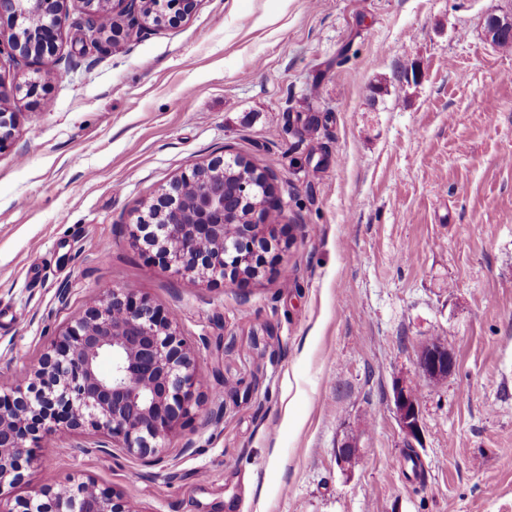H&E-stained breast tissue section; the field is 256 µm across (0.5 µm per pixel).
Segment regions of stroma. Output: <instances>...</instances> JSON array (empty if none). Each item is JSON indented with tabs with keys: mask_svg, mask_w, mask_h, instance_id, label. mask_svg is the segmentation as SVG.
<instances>
[{
	"mask_svg": "<svg viewBox=\"0 0 512 512\" xmlns=\"http://www.w3.org/2000/svg\"><path fill=\"white\" fill-rule=\"evenodd\" d=\"M512 0H200L174 26L74 44L0 80V393L113 288L173 312L202 385L155 464L56 432L25 491L95 482L140 512H512ZM315 117L308 126L307 117ZM231 149L275 174L254 279L177 273L132 213ZM456 365L424 376L420 347ZM419 395L403 460L394 385ZM359 448L349 470L343 443ZM504 16H499L496 14H492L487 18V24H486V31L487 34L491 39L495 37V40H493L494 43L497 44L498 47L510 50L512 49V24L510 27H508L506 30H504L502 33L501 29L502 26L505 23ZM500 33L498 39L496 37ZM20 86L6 84L0 80V149L4 144L14 139L15 115L13 112H7L2 106L14 98L20 90Z\"/></svg>",
	"mask_w": 512,
	"mask_h": 512,
	"instance_id": "stroma-1",
	"label": "stroma"
}]
</instances>
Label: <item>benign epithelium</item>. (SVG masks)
<instances>
[{
    "label": "benign epithelium",
    "instance_id": "obj_1",
    "mask_svg": "<svg viewBox=\"0 0 512 512\" xmlns=\"http://www.w3.org/2000/svg\"><path fill=\"white\" fill-rule=\"evenodd\" d=\"M70 0H0V57L19 66L55 56L57 30ZM81 50L86 51L128 20L126 36L142 24L175 25L187 19L198 0H79ZM20 90L0 80V149L14 139L15 115L3 108ZM245 164L237 154L192 164L174 178L148 212L130 224V235L152 240L154 259L176 272L201 270L213 280L255 275L264 266L272 239L260 234L267 197L252 194V183L271 193L274 176L250 165L252 182L229 194L224 166ZM247 223H238L239 211ZM441 346L420 350L423 372L439 375ZM112 357L104 376L99 361ZM201 377L194 352L176 329V320L126 286L109 291L100 303L71 321L50 343L30 377L0 395V512H133V503L98 489L91 481L60 483L40 497L14 492L24 483L22 463L44 435L67 429L72 448H113L143 459L159 458L195 404ZM410 388L394 390L395 412L406 444L419 440L417 405Z\"/></svg>",
    "mask_w": 512,
    "mask_h": 512
}]
</instances>
